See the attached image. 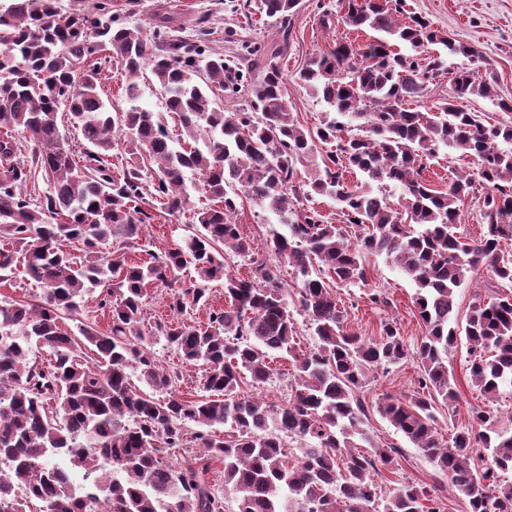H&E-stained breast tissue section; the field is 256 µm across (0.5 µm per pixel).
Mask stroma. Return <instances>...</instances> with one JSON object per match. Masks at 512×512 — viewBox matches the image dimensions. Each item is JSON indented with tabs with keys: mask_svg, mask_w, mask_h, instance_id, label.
Returning a JSON list of instances; mask_svg holds the SVG:
<instances>
[{
	"mask_svg": "<svg viewBox=\"0 0 512 512\" xmlns=\"http://www.w3.org/2000/svg\"><path fill=\"white\" fill-rule=\"evenodd\" d=\"M405 10L426 17L436 29L447 32L464 46L473 49V56H457L448 61L449 70L461 67L482 68L491 63L497 78L499 99L512 100V0H404ZM112 11L126 25H148L154 13L164 11L173 19L183 35H190L195 22L209 16L217 41H224L226 30H233L237 42L271 46L279 40V27L261 15L259 0H112ZM330 14L329 24H322L323 14ZM338 0H300L292 20L288 53L281 65L288 75L286 97L298 122L316 128L323 120L327 105L300 84L299 70L314 55L328 52L336 42L351 40L362 43L371 39V32H358L340 19ZM244 235L253 238L260 258L273 259L267 248L270 230L279 228L277 215L248 197L237 200L232 216ZM192 225L171 222L159 215L147 225L140 245L130 252L135 261H149L172 240L191 234ZM367 284L341 286L337 289L340 305L346 312L349 332L366 338L380 334L381 321L392 318L400 327L407 345L420 342L425 327L413 305L415 284L403 275L386 256H369ZM385 293L392 299L391 308H374L368 299L372 291ZM460 385V401L455 412L447 408L436 411L438 428L443 436H451L469 423L471 408L484 405V397L468 381L469 362L465 347H457L448 357ZM418 365L405 360L390 369L370 373L364 396L376 403L386 395L407 398L417 386ZM367 428L375 443L398 448L397 478L430 485L440 478L433 464L400 432L378 413H370Z\"/></svg>",
	"mask_w": 512,
	"mask_h": 512,
	"instance_id": "1",
	"label": "stroma"
}]
</instances>
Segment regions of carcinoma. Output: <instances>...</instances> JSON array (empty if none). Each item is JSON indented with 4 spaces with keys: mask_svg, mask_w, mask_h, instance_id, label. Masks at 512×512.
Wrapping results in <instances>:
<instances>
[{
    "mask_svg": "<svg viewBox=\"0 0 512 512\" xmlns=\"http://www.w3.org/2000/svg\"><path fill=\"white\" fill-rule=\"evenodd\" d=\"M298 5L260 0L283 41L259 61L258 46L212 47L206 17L183 37L157 13L150 40L143 27L118 23L112 0L68 13L55 0L0 2V128L16 132L0 139V280L20 270L40 287L30 301L0 300V512H90L101 497L112 512H224L228 492L237 512H441L439 492L448 488L464 496L468 512H512V488L498 485L499 472L512 470V412L490 406L512 384V291L475 302L463 324L455 302L456 289L482 267L512 285V254L502 248L512 241V152L497 145L512 142V125L486 126L462 106L472 96H496L494 72L460 69L451 77L453 99L434 112L408 108L445 74L448 58L474 51L422 16L401 22L403 0H342L343 23L377 36L338 42L299 70L301 84L330 108L309 132L290 112L278 62ZM397 44L437 53L422 60L393 51ZM111 63L126 78L128 106L116 111L102 96V70ZM146 74L165 93L164 116L139 104L137 79ZM218 91L244 98L251 111L220 105ZM62 109L88 144L77 159L58 125ZM340 116L356 120L358 133L344 136ZM318 141L333 146L319 166ZM24 142L28 161L20 158ZM441 146L475 165L445 191L423 177ZM118 147L119 165L112 162ZM309 165L315 169L302 174ZM351 172L367 183L399 184L406 210L346 185ZM188 173L202 179L199 207L188 206ZM38 180L45 191L37 199L28 188ZM478 185L484 231L468 240L455 228ZM291 192L335 197L354 239L315 210L292 209ZM241 193L288 226L270 245L300 281V308L318 338L308 351L297 352L279 267L257 258L255 242L232 221ZM149 207L186 218L195 232L141 264L129 249L154 217ZM413 224L421 230H409ZM225 247L250 262L251 278L226 271ZM382 254L417 287L426 334L412 349L392 319L374 339L349 332L326 281L365 285L366 258ZM188 267L195 284L175 287ZM214 281L224 284L219 307L209 302ZM158 283L171 296L156 331L201 371L200 394L189 400L176 393L178 369L156 365L143 329L146 288ZM97 288L111 313L109 331L83 321L78 333L65 331L61 319L79 314ZM201 309L202 324L192 316ZM463 339L471 386L488 404L472 408L470 425L446 444L435 412L457 408L448 355ZM35 349L48 364L31 363ZM410 353L417 390L404 400L386 395L375 409L433 463L441 485L381 483L396 473L398 449L373 444L364 428L368 373ZM274 354L293 358L294 385L281 405L242 388L245 372L253 386L273 376ZM135 371L153 394L130 383ZM189 423L210 428L194 436L195 450L187 446ZM288 438L300 454L288 453ZM358 439L369 449L357 450ZM59 454L69 456L64 470L49 465ZM214 464L224 472L221 488L208 477ZM74 472L87 477L78 495L69 486Z\"/></svg>",
    "mask_w": 512,
    "mask_h": 512,
    "instance_id": "carcinoma-1",
    "label": "carcinoma"
}]
</instances>
